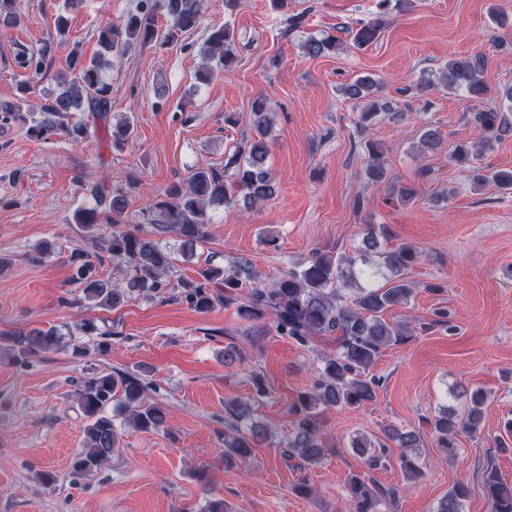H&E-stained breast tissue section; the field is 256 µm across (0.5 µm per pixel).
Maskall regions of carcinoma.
Segmentation results:
<instances>
[{"mask_svg":"<svg viewBox=\"0 0 512 512\" xmlns=\"http://www.w3.org/2000/svg\"><path fill=\"white\" fill-rule=\"evenodd\" d=\"M205 0H141L134 13L118 23H108L99 31L98 41L103 53L87 60L72 50L64 66L57 73L59 92L48 94L40 105L39 120L29 122V110L24 97L16 101H0V121H18L29 124L32 135L48 140L63 131L75 142L91 137L90 125L84 120L65 123L71 112H86L94 123L110 120L112 109L111 85L104 78V70L111 66L104 54L122 55L130 43L143 44L157 39L170 41L180 33L198 28L203 20ZM392 0H376L377 18L360 23L350 30L353 46L362 48L378 37L382 16L387 14ZM167 19L166 33L158 30L157 11ZM21 17L14 8V0H0V27H17ZM340 39L327 34L312 38L305 44L308 55L319 57L336 51ZM204 78H209L214 67L229 70L235 59L233 38L226 26L214 27L206 39L203 52ZM17 66L38 75L45 65V57L20 50L15 54ZM485 61L480 56L452 58L438 71V83L452 91L470 97H483L488 87L483 80ZM380 81L364 76L345 87V93L359 100L363 94L379 91ZM499 105L471 115V121L482 136L476 142L461 141L452 151L451 159L468 169L477 186L495 185L512 190V170L482 166L478 160L483 151L512 133V86L498 93ZM252 126L258 139L238 148L225 159L224 168L213 166L195 168L184 184L166 189L145 210L146 221L152 230L141 225L133 229L120 228L126 208L124 192H113L104 184L89 188L95 200L92 208H81L75 223L95 241V250L75 248L69 255L71 280L82 288L84 299L92 305L110 309L127 294L157 293L167 287L168 277L176 268L172 253L155 237L172 231L181 238L182 255L189 258L195 248L209 237L207 208L228 205L233 194L241 193L251 203L271 198L275 193L268 159L269 147L265 137L271 131L270 116L264 99L256 98L251 106ZM367 152L366 176L372 185L383 183L388 177L387 161L380 146L365 144ZM112 225L105 232L103 225ZM385 229L369 227L363 240L365 267L355 269L356 258L346 254L317 250L310 258L278 275L266 286L252 264L236 258L224 267L207 266L197 271L198 278L182 279L178 286L185 298L199 312L211 311L215 304L238 303L239 314L257 324L270 320L275 331L302 347H309L316 339L335 343L330 353L317 359L314 380L306 390L297 394L292 405L294 420L292 432L284 442L282 454L296 459L305 467L322 462L328 452L324 442L320 415L328 408L361 409L374 401L381 379L370 374L384 349L408 343L416 335V327L408 321L389 322L387 311L408 303L416 284L408 272L422 259V251L413 244L403 243L395 248L380 249L379 238ZM123 268L125 278L116 283L99 273L104 257ZM389 272L390 286L372 284L380 269ZM61 333L56 327L34 329L27 333H10L0 344L16 361H23L41 352L57 347ZM148 383L143 377L125 371L88 369L75 383L73 397L86 424L83 442L72 457L71 471L78 476H90L110 461L123 447V433L112 420V408L125 415L127 424L136 431L150 432L163 427V407L151 401ZM458 397L466 399L467 408L460 414L453 408L439 413L429 422V432L417 428L384 430L385 440L373 441L358 435L351 448L363 458L365 466L373 470L386 457L387 443L402 448L400 467L411 478L421 475L417 449L423 447L424 435L429 434L437 447L448 456L456 455L457 436L481 433L487 393L480 389L464 388ZM230 419L224 431V462L228 466L245 463L254 448L267 440V424L256 418L255 404L237 400L225 403ZM485 497L490 512H512V484L490 467L483 477ZM349 512H375L384 500L395 501L403 489L387 488L375 483L367 472L353 473L347 485ZM469 487L456 482L438 502L435 512H464Z\"/></svg>","mask_w":512,"mask_h":512,"instance_id":"1","label":"carcinoma"}]
</instances>
